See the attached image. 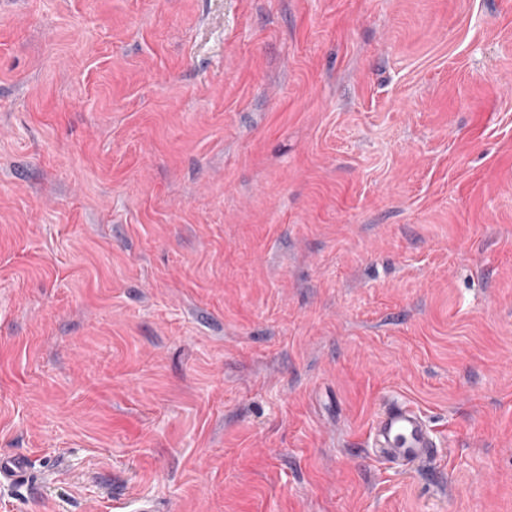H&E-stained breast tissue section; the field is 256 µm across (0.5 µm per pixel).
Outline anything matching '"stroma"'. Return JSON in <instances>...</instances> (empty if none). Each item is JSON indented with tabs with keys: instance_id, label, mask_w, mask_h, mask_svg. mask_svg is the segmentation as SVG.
<instances>
[{
	"instance_id": "obj_1",
	"label": "stroma",
	"mask_w": 512,
	"mask_h": 512,
	"mask_svg": "<svg viewBox=\"0 0 512 512\" xmlns=\"http://www.w3.org/2000/svg\"><path fill=\"white\" fill-rule=\"evenodd\" d=\"M8 456L0 512H512V0H0ZM375 457L403 471H418L436 458V438L420 410L408 402L385 404L370 428Z\"/></svg>"
}]
</instances>
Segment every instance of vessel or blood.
Returning a JSON list of instances; mask_svg holds the SVG:
<instances>
[{"instance_id": "obj_1", "label": "vessel or blood", "mask_w": 512, "mask_h": 512, "mask_svg": "<svg viewBox=\"0 0 512 512\" xmlns=\"http://www.w3.org/2000/svg\"><path fill=\"white\" fill-rule=\"evenodd\" d=\"M375 456L390 466L418 471L436 457V438L420 410L408 402L384 405L370 428Z\"/></svg>"}]
</instances>
